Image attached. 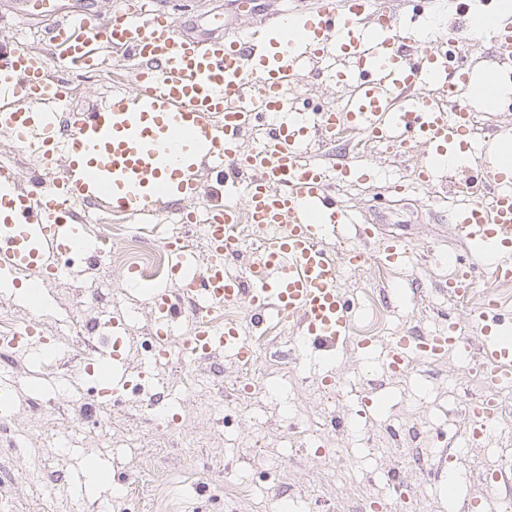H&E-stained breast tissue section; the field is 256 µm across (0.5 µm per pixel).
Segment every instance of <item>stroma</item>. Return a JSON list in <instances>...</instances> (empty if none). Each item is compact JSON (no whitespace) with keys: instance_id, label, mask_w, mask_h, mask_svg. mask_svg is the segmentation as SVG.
Returning a JSON list of instances; mask_svg holds the SVG:
<instances>
[{"instance_id":"1","label":"stroma","mask_w":512,"mask_h":512,"mask_svg":"<svg viewBox=\"0 0 512 512\" xmlns=\"http://www.w3.org/2000/svg\"><path fill=\"white\" fill-rule=\"evenodd\" d=\"M35 0H0V30L15 32L42 47ZM173 27L204 39L223 22L246 26L279 13L282 0H166ZM134 91L133 76L115 61L80 81L82 94L70 110L82 111L110 95L113 86ZM503 100L486 105L491 120L476 133L479 147L496 151L500 131L512 132V81ZM379 176L356 181L331 176L338 205L355 224L340 228L323 247L343 262L360 240L356 223L379 227L412 243L413 262L394 277L376 264H344L340 286L352 311L347 342L335 352L336 383L325 386L320 354L292 353L293 328L273 321L255 323L243 309L235 315L244 335L258 346L250 365L225 353L186 368L180 347L154 360L147 347L153 311L146 293L127 286L109 257L82 258L58 276L28 269L41 282L45 302L33 310L14 291H0V314L17 326L38 323L60 348L45 357L20 358L0 348V391L11 393L14 413L0 417V512H377L378 494L407 497L419 512H461L464 501L493 512L494 493L483 485V458L512 456V429L483 444L463 438L465 403L482 386L469 361L447 355L415 361L394 374L379 358L404 328L434 334L456 322L475 337L474 300L449 298L443 272L429 253L459 242L448 219L457 192L445 179L426 186L413 177L428 160L417 147L402 154L377 143L361 150ZM411 180L407 194L390 193L392 179ZM120 339L121 370L139 385L113 403H100L85 367L109 336ZM368 347H360L361 336ZM376 406L365 409L364 398ZM338 448L330 464L315 461L313 436ZM458 484L429 480L426 470L442 452ZM97 459L105 486L90 489L85 458ZM255 489L252 499L227 496V477ZM125 490L116 499L112 484Z\"/></svg>"}]
</instances>
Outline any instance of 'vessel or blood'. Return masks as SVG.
I'll use <instances>...</instances> for the list:
<instances>
[{
	"label": "vessel or blood",
	"mask_w": 512,
	"mask_h": 512,
	"mask_svg": "<svg viewBox=\"0 0 512 512\" xmlns=\"http://www.w3.org/2000/svg\"><path fill=\"white\" fill-rule=\"evenodd\" d=\"M48 12L59 17L49 52L0 39V131L24 145L38 164H62L56 178L35 176L25 188L9 168L0 169V207L9 213L0 223V288L16 286L21 271L46 262V254L54 256L46 263L53 275L61 270L59 256L90 254L84 229L72 219L75 205L92 200L115 213H160L206 194L198 173L215 169L224 186L242 192L247 207L228 201L211 208L203 227L208 255L202 269L190 265L183 239L168 242L175 285L148 291L158 340L168 339L188 300L201 308L187 340L193 360L230 351L240 363H250L253 349L240 324L209 317L224 307L246 309L257 320L270 314L298 327L299 348L332 360L349 334L351 311L338 265L322 242L350 217L329 194L326 168L306 159L305 148L314 140L333 144L337 129L348 126L370 140L390 141L399 152L414 144L430 149L421 181L466 169L462 155L477 95L471 67H449L437 47L411 44L380 0H317L314 12L304 16L282 11L261 21L258 43L245 31L181 37L167 13L147 0H116L103 25L82 9L62 13L52 6ZM467 31L491 33L495 67L512 65L511 19L474 13L465 24L449 26L448 39L462 43ZM112 50L132 63L135 92L112 93L77 113L71 132L60 134L56 112L69 76L101 68L104 53ZM312 56L342 60L332 77L346 92L334 111L304 112L288 103L300 63ZM260 126L266 138L240 152L241 138ZM480 178L486 201L465 199L451 214L467 254L434 256L451 268L447 288L458 299L474 288L475 267L512 278V180L504 179L495 162ZM244 212L262 247L246 274L238 275L231 262L239 251L225 231ZM356 234L363 245L349 251L348 262L360 267L373 255L366 245L375 231L361 224ZM376 255L404 266L412 248L409 241L387 239ZM34 332L26 325L0 336V346L27 352ZM451 352L476 356L488 385L487 394L469 404L465 429L474 438L497 417L500 391L512 387V324L481 323L476 345L454 323L433 336L401 332L387 343L382 361L398 373L415 360ZM120 360L115 347L97 351L99 398L108 401L117 392Z\"/></svg>",
	"instance_id": "b4317fda"
}]
</instances>
